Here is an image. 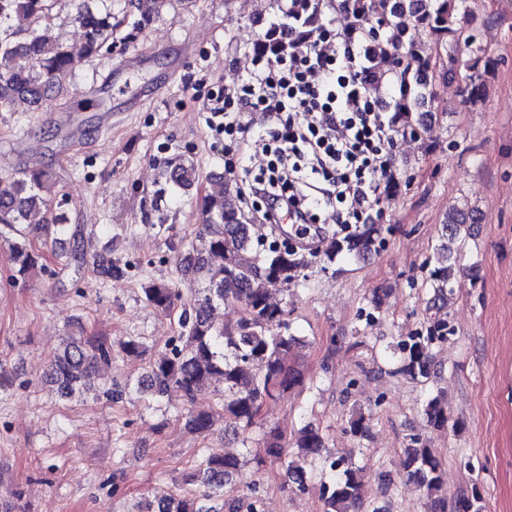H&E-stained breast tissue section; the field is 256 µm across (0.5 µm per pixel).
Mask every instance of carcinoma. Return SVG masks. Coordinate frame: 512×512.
<instances>
[{"mask_svg":"<svg viewBox=\"0 0 512 512\" xmlns=\"http://www.w3.org/2000/svg\"><path fill=\"white\" fill-rule=\"evenodd\" d=\"M294 29L292 38L282 33L283 24L265 28L253 45V51L266 57H284L302 44L314 41L323 29L324 0H272ZM469 0H338L336 7L349 17L346 34L359 40L367 50L368 66L363 75L366 89L389 86L394 91V132H408L420 137L428 132L419 120L433 81L453 80L459 72L462 56H467L469 100L478 101L486 94L480 68L491 60L475 45L476 37L465 34L458 17L468 8ZM167 0H130L129 13L135 16L128 42L150 25L161 13ZM14 15H22L40 25L50 18L49 0H0V107L17 98L33 102L51 90L64 76L75 71L82 61L100 52L112 39V14H101L80 0L75 22L83 30L84 43L77 52L47 38L32 28L25 33L3 28ZM428 32L433 52L426 54L415 37V30ZM165 184L183 191L191 190L199 174L194 162L175 157L163 162ZM67 203L60 196L53 171L26 165L0 175V234L13 233L10 245L13 275L23 278L47 269L46 255L36 249L33 238L43 242L64 237L70 250L54 253L64 268L76 272L91 269L103 279L117 278L121 270L112 259L87 250L80 228L68 223L60 211ZM43 208L46 223L30 224L33 209ZM202 217L198 244L178 254L179 264L187 265L203 287L190 298L182 299L179 288L168 282H149L142 286L144 300L158 311L177 316L179 335L165 353L149 363L153 393L164 396L170 389L181 391L188 401L211 388L218 381L224 422L234 429L248 428L261 414L263 406L280 392L303 383V373L288 365V356L300 344L290 332L288 305L271 300V290L296 279L305 266L304 256L284 240L269 245L253 239L247 216L240 204V193L231 182L219 176L212 189L200 196ZM468 213L454 208L444 224L446 238L460 237ZM322 255L333 262L336 257L360 259L376 251L382 242L379 224H364L342 238L319 237ZM448 245L437 251L431 276L436 299L443 302L448 288ZM227 301L238 307L232 323L215 324L213 311ZM448 322L437 319L426 334L403 336L395 348L400 353L398 373L414 381L429 380L432 373V348L446 339ZM119 351L128 358H142L147 346L139 336H128L119 343ZM112 360V347L97 337L66 339L52 367L51 379L70 397L80 393L84 377ZM424 414L433 428H448V415L440 396H428ZM187 425L199 434L215 424L212 411H196L187 416ZM325 439L311 424L288 436L277 428L263 434L254 456L281 464L288 481L296 489H306L309 471H317L321 481L322 512H382L365 503L364 475L352 460L324 454ZM409 476L426 495L447 512L448 501L441 464L419 435L410 437L406 448ZM239 460L232 455L209 456L182 476L177 496L161 512H200L196 487L224 497V512H260L259 498L224 493L233 482ZM454 512H482L478 489L457 497Z\"/></svg>","mask_w":512,"mask_h":512,"instance_id":"obj_1","label":"carcinoma"}]
</instances>
